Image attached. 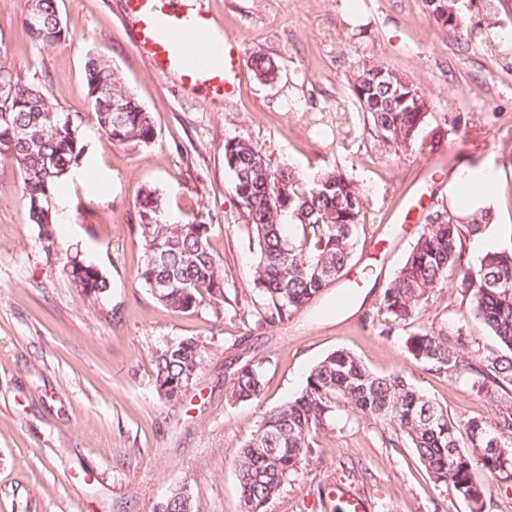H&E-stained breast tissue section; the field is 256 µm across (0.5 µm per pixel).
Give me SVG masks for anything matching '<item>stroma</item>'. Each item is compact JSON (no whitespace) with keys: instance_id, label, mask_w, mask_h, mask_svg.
Returning a JSON list of instances; mask_svg holds the SVG:
<instances>
[{"instance_id":"35a3bbf8","label":"stroma","mask_w":512,"mask_h":512,"mask_svg":"<svg viewBox=\"0 0 512 512\" xmlns=\"http://www.w3.org/2000/svg\"><path fill=\"white\" fill-rule=\"evenodd\" d=\"M121 0H57L65 40L40 48L23 36L26 0H0V69L45 83L56 107L70 113L86 144L92 180L68 177L49 198L61 253H79L110 281L100 310H90L60 266L47 264L38 228L19 197L21 178L0 165V512H155L171 491L187 488L192 512H243L235 460L263 413L296 397L312 367L343 349L376 374L399 373L446 408L450 418L496 430L498 417L465 378L428 371L409 355L406 337L427 327L463 331L474 349L496 344L462 303L451 281L421 301L408 325L392 326L384 291L402 266L424 216L448 202V183L465 167H493L497 247L512 245V15L490 19L500 40L460 49L451 32L429 21L424 0H205L240 55L276 59L280 78L260 82L242 69L229 105L185 94L131 50ZM91 53L111 61L151 112L157 138L130 151L97 134L84 64ZM381 61L414 80L437 114L423 148L383 154L370 130L356 126L329 155L300 113L341 106L357 112L346 79L349 59ZM257 142L274 164L307 176L338 169L367 200L353 257L312 306L256 326L244 292L256 252L247 234L224 142ZM164 199L168 222L207 223L224 269V308L202 302L176 313L136 277L143 249L134 201L142 186ZM355 285L348 304L336 298ZM204 337L210 345L193 388L175 404L154 387L151 354L168 341ZM265 361L262 396L237 402L233 378ZM389 426L345 402L332 429L316 432L300 473L267 512H339L326 496L342 480L369 496L373 512H470L440 488Z\"/></svg>"}]
</instances>
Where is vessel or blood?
<instances>
[{
    "instance_id": "b4317fda",
    "label": "vessel or blood",
    "mask_w": 512,
    "mask_h": 512,
    "mask_svg": "<svg viewBox=\"0 0 512 512\" xmlns=\"http://www.w3.org/2000/svg\"><path fill=\"white\" fill-rule=\"evenodd\" d=\"M124 15L134 28L133 52L156 73L177 75L184 89L202 91L207 101L233 100L239 40L224 32L198 0H124ZM328 492L345 512H371L369 499L352 486L335 482Z\"/></svg>"
}]
</instances>
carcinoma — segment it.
<instances>
[{"label":"carcinoma","mask_w":512,"mask_h":512,"mask_svg":"<svg viewBox=\"0 0 512 512\" xmlns=\"http://www.w3.org/2000/svg\"><path fill=\"white\" fill-rule=\"evenodd\" d=\"M429 19L450 29L455 39L468 45L485 35L481 22L465 15L459 0H425ZM482 14L512 12V0H481ZM27 9L39 12L40 30L22 17L25 36L34 45L52 46L64 32L56 0H27ZM247 66L263 83H275L280 69L274 58L253 52ZM87 99L96 130L131 151L154 142L156 128L148 112L129 92L112 65L100 54L85 62ZM348 82L374 139L383 151L398 155L411 149L429 113L424 91L411 80L377 62L349 64ZM126 98L124 112L112 111L111 95ZM318 119L336 124V134H348L357 117L345 109ZM26 129L27 136L17 129ZM85 145L67 112L58 110L46 88L21 76L0 70V163L15 167L22 181L21 200L28 223L38 227L46 260L57 255L55 221L49 196L80 165ZM224 163L233 175L234 191L248 218V232L257 246L253 283L261 304L280 319L304 309L339 278L358 243L365 221V198L354 181L339 170L311 179L277 166L258 143L241 137L224 143ZM137 229L143 259L138 278L153 297L173 312L198 307L202 293L213 304H224V270L210 245L208 225L170 224L164 219V202L158 191L142 186L135 196ZM488 213L462 223L447 208L428 212L422 231L403 265L384 292L383 309L397 324L416 316L421 300L445 279L457 274L455 288L498 346L476 360L470 341L457 330L454 341L430 330L410 334L405 346L428 370L454 371L464 376L475 393L498 410L500 432L473 421L465 430L448 412L417 391L397 373L370 372L351 353L337 350L312 368L297 397L261 417L250 440L236 460L242 502L247 512H265L279 497L289 478L307 459L309 438L333 424L336 400L364 416L376 417L408 442L434 484L452 487L482 512L485 481L512 483V246L484 254L479 262L464 265L463 244L481 233ZM62 272L83 302L96 310L107 296L110 283L95 264L77 253L67 257ZM209 342L188 337L158 349L152 359L153 381L160 398L179 401L195 384L204 367ZM264 364H246L234 378L231 396L238 402L258 399L265 388ZM465 434L468 446L460 445ZM263 452L258 453L256 449ZM158 512H191L186 488L171 492Z\"/></svg>","instance_id":"obj_1"}]
</instances>
